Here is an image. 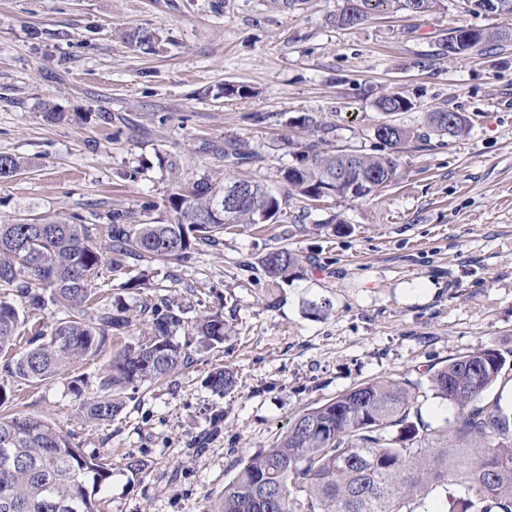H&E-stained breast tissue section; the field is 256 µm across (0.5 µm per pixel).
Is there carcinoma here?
Masks as SVG:
<instances>
[{
    "instance_id": "1",
    "label": "carcinoma",
    "mask_w": 512,
    "mask_h": 512,
    "mask_svg": "<svg viewBox=\"0 0 512 512\" xmlns=\"http://www.w3.org/2000/svg\"><path fill=\"white\" fill-rule=\"evenodd\" d=\"M445 8L444 0H344L334 22L355 27L377 15H418ZM146 54L160 38L137 27L122 36ZM512 42V32L479 29L472 47ZM383 121L411 103L398 92L376 99ZM441 109L427 116V131L404 127L391 132L381 154L346 153L332 148V128L311 117L299 128L309 139L299 144L296 164L282 170L285 190L274 194L264 183L234 179L220 172L177 183L167 198L168 223L139 222L114 210L105 224L39 218L33 223L0 220V288L15 291L29 311L62 308L67 317L50 325L33 320L0 300V355L15 381L38 383L63 374L76 362L99 354L112 336L128 332L122 307L98 306L95 279L100 267L131 272L145 257L159 262L187 259L199 246L224 243V232L238 224H275L294 197L358 200L402 176L394 147L410 140L448 135ZM224 165L239 167L253 153L235 139L224 140ZM24 161L0 154V181L17 176ZM241 184L235 213L215 211L228 184ZM264 275L286 281L304 271L286 248L261 259ZM147 334L127 343L99 378L97 393L79 403L86 420L112 421L122 409L119 391L134 382L158 381L187 363L186 347L175 340L182 325L173 305L150 299ZM34 328L27 348H17L19 328ZM192 330L207 349L226 340L231 326L219 313ZM427 383L386 378L361 384L322 405L304 410L269 448L239 460L233 479L208 512H430L429 497L444 494L447 512H512V402L503 390L512 381V348L484 346L431 372ZM207 386L222 395L236 378L219 370ZM453 407L442 433L426 422L420 398L427 392ZM112 477V464L87 456L50 421L20 412L0 414V512H100L95 495Z\"/></svg>"
}]
</instances>
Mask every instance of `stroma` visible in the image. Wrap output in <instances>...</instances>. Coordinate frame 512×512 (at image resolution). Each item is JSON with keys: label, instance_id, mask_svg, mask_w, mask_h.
<instances>
[{"label": "stroma", "instance_id": "stroma-1", "mask_svg": "<svg viewBox=\"0 0 512 512\" xmlns=\"http://www.w3.org/2000/svg\"><path fill=\"white\" fill-rule=\"evenodd\" d=\"M343 0H0V154L21 157L19 176L0 182V215L79 216L102 224L123 209L168 222L173 190L158 156L182 179L223 170L213 148L240 140L251 163L234 169L280 188L293 165V121L335 129L332 145L378 153L377 98H407L397 125L426 129L427 113L470 119L467 134L400 147L401 179L361 200L307 207L305 223L241 224L223 245L188 260L145 258L142 286L101 267L98 297L122 302L137 329L143 298L171 301L176 338L191 359L163 382L129 386L109 423L78 415L114 352L135 331L55 380L8 381L11 410L50 420L84 453L112 461L97 494L104 512H206L246 452L270 447L289 420L356 385L387 376L422 379L428 369L478 348L512 347V45L451 58L449 29H512V16L467 12L462 0L426 16L387 14L342 29ZM132 27L159 31L148 55L121 41ZM246 85L227 99L224 83ZM72 120L44 122V104ZM136 180H121L137 169ZM285 246L319 269L288 281L265 277L259 260ZM232 325L224 344L198 349L200 317ZM231 370L236 388L205 385ZM146 467L134 475L128 454Z\"/></svg>", "mask_w": 512, "mask_h": 512}]
</instances>
